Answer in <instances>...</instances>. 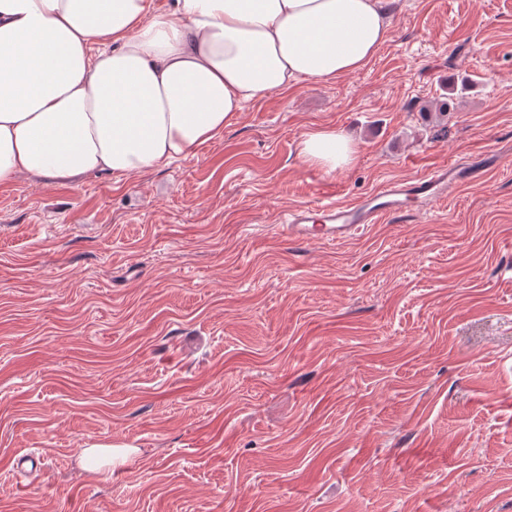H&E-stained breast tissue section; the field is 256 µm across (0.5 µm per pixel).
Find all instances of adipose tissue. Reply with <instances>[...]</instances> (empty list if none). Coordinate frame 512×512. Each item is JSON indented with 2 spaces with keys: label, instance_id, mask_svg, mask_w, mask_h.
Masks as SVG:
<instances>
[{
  "label": "adipose tissue",
  "instance_id": "ef3b65f1",
  "mask_svg": "<svg viewBox=\"0 0 512 512\" xmlns=\"http://www.w3.org/2000/svg\"><path fill=\"white\" fill-rule=\"evenodd\" d=\"M390 25L384 0H0V185L159 170L272 92L358 73ZM355 154L333 128L300 149L327 173Z\"/></svg>",
  "mask_w": 512,
  "mask_h": 512
}]
</instances>
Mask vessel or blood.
I'll return each mask as SVG.
<instances>
[{
    "label": "vessel or blood",
    "instance_id": "obj_1",
    "mask_svg": "<svg viewBox=\"0 0 512 512\" xmlns=\"http://www.w3.org/2000/svg\"><path fill=\"white\" fill-rule=\"evenodd\" d=\"M482 175L480 166L451 162L420 177L387 183L347 205L329 202L291 211L278 230L301 243H340L380 223L386 216L406 212L409 200L433 203L446 197L449 187L476 182Z\"/></svg>",
    "mask_w": 512,
    "mask_h": 512
}]
</instances>
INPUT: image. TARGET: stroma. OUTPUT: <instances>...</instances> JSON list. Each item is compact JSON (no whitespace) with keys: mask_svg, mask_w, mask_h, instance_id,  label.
<instances>
[{"mask_svg":"<svg viewBox=\"0 0 512 512\" xmlns=\"http://www.w3.org/2000/svg\"><path fill=\"white\" fill-rule=\"evenodd\" d=\"M388 7L360 72L195 154L0 185V512H512V0ZM331 127L328 174L300 146ZM451 161L487 173L338 245L278 231ZM355 154L352 140L334 128L307 133L300 149L304 164L320 168L328 174L351 163ZM132 453L134 449L127 446L95 445L85 450L82 461L87 468L125 464Z\"/></svg>","mask_w":512,"mask_h":512,"instance_id":"stroma-1","label":"stroma"}]
</instances>
